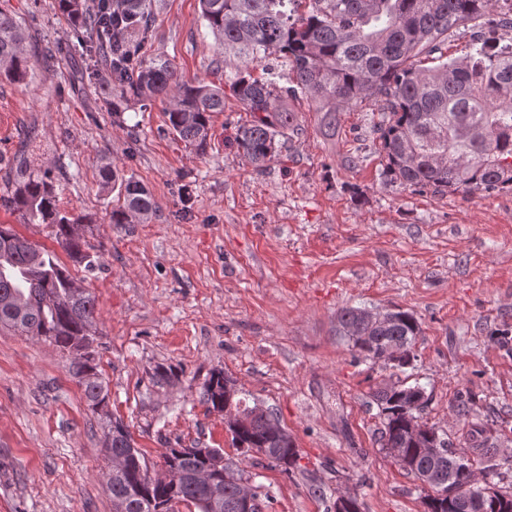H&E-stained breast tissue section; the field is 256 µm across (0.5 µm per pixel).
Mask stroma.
<instances>
[{
  "instance_id": "obj_1",
  "label": "stroma",
  "mask_w": 512,
  "mask_h": 512,
  "mask_svg": "<svg viewBox=\"0 0 512 512\" xmlns=\"http://www.w3.org/2000/svg\"><path fill=\"white\" fill-rule=\"evenodd\" d=\"M30 27L34 68L0 84V157L27 146L50 170L61 210L92 217L95 270L61 255L97 300L94 347L108 385L87 407L54 344L0 328V512H114L103 447L109 419L128 427L151 473L166 448H218L265 495L263 512H327L357 490L362 512H425L429 489L379 444L372 394L399 377L423 387V423L455 449L472 426L512 453V192H413L384 174L373 103L338 115L325 137L305 97L303 132L263 170L229 143L246 112L235 98L211 118L205 150L167 130L163 103L120 116L102 84L81 79V49L57 0H0ZM151 54L184 79L222 83L235 69L198 0H154ZM153 194L147 224H113L101 158ZM357 166H350V158ZM403 310L420 324L412 366L355 359L337 315ZM171 371L159 385L156 368ZM293 437L291 473L242 459L223 413L200 394L213 371Z\"/></svg>"
}]
</instances>
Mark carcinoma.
<instances>
[{"label": "carcinoma", "mask_w": 512, "mask_h": 512, "mask_svg": "<svg viewBox=\"0 0 512 512\" xmlns=\"http://www.w3.org/2000/svg\"><path fill=\"white\" fill-rule=\"evenodd\" d=\"M500 0H199L201 18L220 41L224 57L237 60L224 85L185 80L162 57L143 56L152 37V14L144 0H103L88 8L85 0H58V9L75 30L79 44L106 67L112 102L134 97L149 106L169 101L167 126L184 143L204 150L211 116L224 111L228 95L240 102L249 119L237 126L233 144L255 168L262 169L291 149L301 134L285 96L301 94L323 112L324 126L336 132V113L372 101L384 113L374 126L386 161L385 174L403 188L435 193L512 191V39L501 43L499 29L512 31V13L497 9ZM473 23L493 36L477 41L463 58L450 59L448 35ZM28 27L0 10V82L19 84L33 66L26 49ZM275 57L280 77L295 86H278L274 76L253 74L255 66ZM11 192L5 203L27 224H50L59 246L77 265L91 271L98 261L75 231L93 223L88 215L59 208L55 185L46 170L27 156L13 157ZM101 185L122 203L109 213L112 224H145L156 211L150 191L125 177L110 162L98 167ZM75 278L53 250L39 247L0 225V326L44 339L71 351L91 335L97 303L87 290L71 295ZM338 322L363 360L402 369L415 359L420 325L413 314L393 311L386 322H371L358 308H344ZM403 357L390 362V347ZM87 406L106 404L108 392L98 371L97 353L73 360ZM222 371L212 372L200 401L214 410L229 405L242 415L230 430L232 444L245 457L256 453L288 473L298 468V453L288 430L275 433L266 413L255 414ZM418 385L400 381L375 390L383 418L381 448H399L395 460L433 494L427 512H474L479 487L472 484L474 462L461 464L448 440L434 427L428 432L441 452L431 457L409 434L404 404ZM105 448L128 467L109 472L106 487L125 512H174L180 503L196 512H237L239 482L246 471L234 463H214L206 454L167 448L164 464L175 469L174 483L153 481L126 425L109 423ZM210 471L214 497L195 476ZM483 512H512V493L495 490Z\"/></svg>", "instance_id": "cac0c4a2"}]
</instances>
